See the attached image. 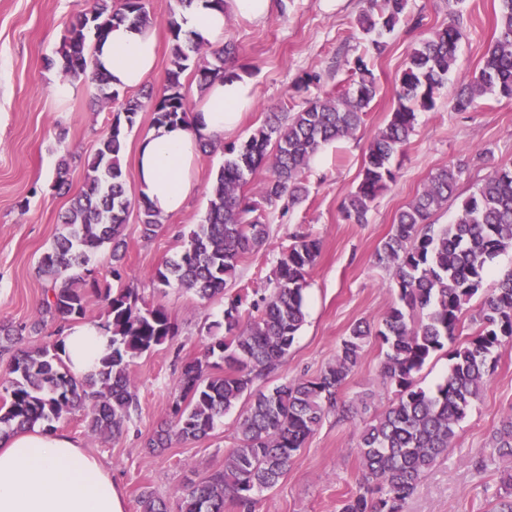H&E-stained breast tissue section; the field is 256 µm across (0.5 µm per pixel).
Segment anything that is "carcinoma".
<instances>
[{"label": "carcinoma", "instance_id": "cac0c4a2", "mask_svg": "<svg viewBox=\"0 0 512 512\" xmlns=\"http://www.w3.org/2000/svg\"><path fill=\"white\" fill-rule=\"evenodd\" d=\"M407 3L364 0L357 25L368 46L352 62L347 87L309 98L296 112H269L247 140L224 146V165L214 176L204 220L189 231L177 257L157 267L154 282L174 284L202 300L224 294L243 259L267 242V214L298 204L306 192L303 174L311 160L324 145L353 136L361 125L379 93L371 61L385 52L382 36L401 23ZM458 4L448 0V21L410 53L398 79L396 106L368 142L359 182L341 204L347 223H368L376 199L395 179L393 161L410 141L416 113L435 108L436 95L466 37ZM125 21L152 22L148 0H93L89 11L71 21L56 55L45 59L46 68H57L67 77L92 75L100 83L102 106L119 104L124 118L112 122L85 160L83 188L61 215L67 232L39 260L37 272L46 281L39 319L30 327L0 325V337L11 343L26 328L34 330L47 320L62 330L86 319L87 298L95 293L106 303V321L100 326L111 334L112 351L97 371L82 378L72 375L60 356L61 341L13 355L9 377L0 383L1 436L37 426L53 431L63 417L80 413L92 433L120 437L137 407L131 363L176 335L163 307L147 304L130 285L100 288L87 264L92 254L110 244L112 279L126 276L122 235L132 197L122 156L138 113L153 112L156 125L190 124L182 76L193 71L201 87L224 76L235 46L229 42L213 50L184 38L172 18L167 84L157 94L123 97L98 72L88 35L98 40ZM488 95L512 99V0H499V18L482 64L461 86L452 109L469 112ZM261 168L267 176L255 201L243 187ZM461 174L460 166L437 170L398 212L375 257L393 270L399 303L375 328L364 321L354 324L334 362L319 375L286 379L267 393L253 390L256 380L283 365L305 321L303 292L321 251L319 240L294 237L277 262L273 288L253 301L248 317L241 313L239 296L224 310L223 320L213 322L224 335H213L203 358L183 365L179 394L149 445L165 448L174 440L204 438L241 400L249 406L238 421L234 445L224 452V468L188 485L179 495L178 512H224L227 501L252 508L255 494L275 487L285 476L328 409L339 406L347 418L358 413L352 402L338 404L337 393L372 338L385 348L380 375L395 387L396 397L363 431V481L342 501L339 512H404L422 476L452 446L456 426L480 399L499 349L512 344V271L482 297L472 316L477 324L473 336L456 341L490 264L512 250V165L486 176L463 199L451 223H431L456 192ZM138 222L149 239L162 218L142 202ZM444 349L451 361L448 375L435 391L427 392L418 386L416 374ZM215 355L224 361L222 373L215 372L219 364L210 362ZM492 448L498 457L512 460V417L493 434ZM139 499L141 512H171L151 490H143ZM492 512H512L511 466L500 477Z\"/></svg>", "mask_w": 512, "mask_h": 512}]
</instances>
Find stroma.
I'll return each mask as SVG.
<instances>
[{"label": "stroma", "mask_w": 512, "mask_h": 512, "mask_svg": "<svg viewBox=\"0 0 512 512\" xmlns=\"http://www.w3.org/2000/svg\"><path fill=\"white\" fill-rule=\"evenodd\" d=\"M93 0H0V324L31 323L38 315L44 280L37 261L61 232L58 220L72 194L84 181L82 160L113 122L116 108H101L97 87L72 80V94L58 99L53 88L64 76L49 70L71 18ZM178 0H149L159 37V58L147 86L159 89L170 67L168 20ZM363 0H277L261 21L235 16L224 32L236 47L227 70L247 75L254 106L243 114L225 142L245 140L266 113L294 112L316 95L344 81L348 62L361 54L364 42L356 20ZM460 11L467 36L460 43L436 107L416 115L415 131L403 156L393 163L396 178L375 201L365 224L346 223L340 205L359 181L362 152L389 119L395 107V85L417 42L448 19L444 0H409L406 20L386 35L387 48L375 60L380 91L356 134L324 146L316 164L304 174L308 193L287 214L268 216L266 246L240 265L224 296L204 301L176 287L153 283L155 269L182 250L192 225L200 223L209 205V189L224 163L223 150L200 153L197 187L183 211L166 217L152 239H144L138 218L124 226L126 281L145 301L166 309L178 332L172 340L136 358L130 367L138 389V409L129 430L119 439L91 434L82 417L58 422L81 448L111 470L122 491L126 512H140L139 494L151 489L159 496L180 494L191 481L224 466V451L247 409L239 404L225 414L213 432L196 441H176L152 449L148 438L166 418L179 391L181 366L202 357L212 335V322L222 319L230 299H257L270 286L273 271L294 235L308 234L321 242V253L307 276L305 323L284 365L256 381L270 391L291 377H313L333 362L342 339L360 321L379 324L397 303L392 272L379 265L375 251L388 235L397 213L443 167H462L454 197L432 220L450 223L462 199L496 167L512 164V100L487 97L470 112H457L451 101L463 81L477 71L499 15L498 0H462ZM323 75L319 87L300 85L305 73ZM75 159L68 174L69 194H59L57 172L62 156ZM384 351L370 341L358 366L341 387L338 399L358 404L352 419L329 410L316 432L296 454L286 476L259 493L253 512H338L342 500L363 475L359 453L366 426L394 399L393 387L380 376ZM512 416V347L503 348L495 372L481 398L458 427L447 455L424 476L406 505V512H488L506 460L494 455L491 439L501 422Z\"/></svg>", "instance_id": "35a3bbf8"}]
</instances>
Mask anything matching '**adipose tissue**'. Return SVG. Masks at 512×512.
<instances>
[{"instance_id": "obj_1", "label": "adipose tissue", "mask_w": 512, "mask_h": 512, "mask_svg": "<svg viewBox=\"0 0 512 512\" xmlns=\"http://www.w3.org/2000/svg\"><path fill=\"white\" fill-rule=\"evenodd\" d=\"M179 25L191 38L217 47L224 42L225 16L193 0L180 9ZM157 56L153 25L128 22L113 27L97 42L95 58L112 88L141 86ZM254 99L242 74L216 80L198 98L191 126H154L137 146V179L145 201L161 215L179 212L195 190L193 177L202 141L223 142ZM109 351V336L95 323L69 327L64 360L78 377L99 367ZM0 512H126L111 474L62 431L38 429L0 438Z\"/></svg>"}]
</instances>
